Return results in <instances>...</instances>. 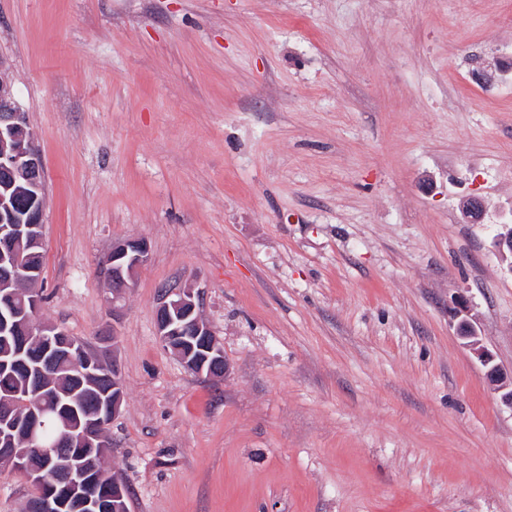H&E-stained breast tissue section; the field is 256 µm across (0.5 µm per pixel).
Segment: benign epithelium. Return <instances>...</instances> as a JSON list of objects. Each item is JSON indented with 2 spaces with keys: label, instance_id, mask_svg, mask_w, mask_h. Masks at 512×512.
I'll list each match as a JSON object with an SVG mask.
<instances>
[{
  "label": "benign epithelium",
  "instance_id": "1",
  "mask_svg": "<svg viewBox=\"0 0 512 512\" xmlns=\"http://www.w3.org/2000/svg\"><path fill=\"white\" fill-rule=\"evenodd\" d=\"M35 133L30 128L25 113L17 108L8 76L0 63V180L8 188L18 187L27 198L24 208L26 220L15 223V213L12 207L13 198L0 195V235L3 241L13 243L27 239L36 247L43 243V213L46 201V181L41 154L35 144ZM485 203L482 198L471 195L464 199L462 213L472 222L482 220ZM494 247L501 260L512 257V224L503 222L494 237ZM149 258V247L140 238L127 239L112 247L106 258L107 272L112 276V297L116 298L128 288L133 272ZM0 269L7 276L0 279V294L11 298L21 306V313H12L0 317V333H21L39 342L43 355L54 353L57 348L68 349L67 356L74 365L71 380L77 385H83L88 377L95 374L100 363L90 358L88 347L74 342L67 337V332L55 325L38 324L35 321L40 307V294L35 292L33 285L38 278L33 271H18L14 263V250L0 247ZM199 293L189 287L167 288L163 291L156 314L157 336L165 348L171 349L182 362L191 367L197 374H212L213 367L206 366L193 353L195 349H186L190 344L188 338L202 337L205 346L201 351L208 354H219L221 349L213 332L202 319L199 312ZM458 333L465 345L472 351L481 365L485 368V377L501 393L504 403L512 406V373L503 371L495 363L494 355L484 346L477 336L472 323L463 319L458 324ZM112 404L109 406L110 417L118 415L123 400V386L117 369H112ZM15 400H0V424L6 426L11 433L10 443L0 448V460L11 463L20 460L18 467L25 472L29 484L37 487L40 497L39 507L45 512H98L100 504L97 500L83 494H76L72 487L78 485V478L70 473L65 479L67 488L60 495L50 487L42 477L43 469L32 464L31 457L17 453L16 440L24 442L49 452V445L44 443L36 432L34 423L42 415H33L29 421L31 426L23 425L13 414ZM104 424L97 425L88 431H78L67 428L64 443L76 448H103L108 443L106 432L102 431ZM127 491L119 481L112 480V512H125L124 499Z\"/></svg>",
  "mask_w": 512,
  "mask_h": 512
}]
</instances>
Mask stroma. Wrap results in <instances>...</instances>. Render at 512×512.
<instances>
[{
  "mask_svg": "<svg viewBox=\"0 0 512 512\" xmlns=\"http://www.w3.org/2000/svg\"><path fill=\"white\" fill-rule=\"evenodd\" d=\"M0 58L45 170L37 320L118 336L129 512H512V407L454 315L512 371V0H0ZM172 285L222 380L160 343ZM512 210H510V222L499 224V230L494 237L496 253L502 261H507L509 256L512 259ZM508 264V270L512 271V261ZM149 258V247L144 239L131 238L112 247L106 258L107 272L112 276V296L118 297L128 288L133 272Z\"/></svg>",
  "mask_w": 512,
  "mask_h": 512,
  "instance_id": "35a3bbf8",
  "label": "stroma"
}]
</instances>
